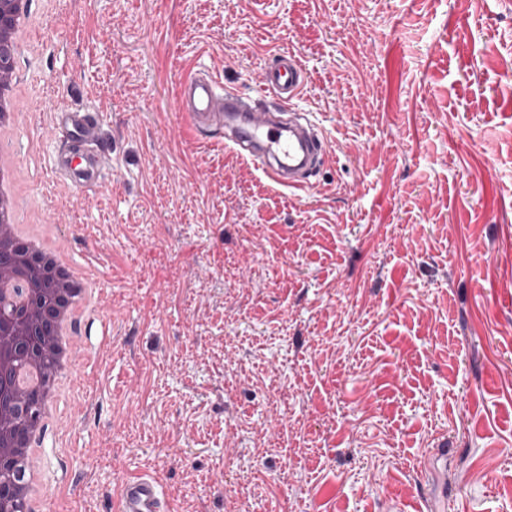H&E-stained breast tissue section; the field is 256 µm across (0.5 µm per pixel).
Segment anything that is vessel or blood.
<instances>
[{
    "label": "vessel or blood",
    "instance_id": "vessel-or-blood-1",
    "mask_svg": "<svg viewBox=\"0 0 512 512\" xmlns=\"http://www.w3.org/2000/svg\"><path fill=\"white\" fill-rule=\"evenodd\" d=\"M304 87L301 59L283 49L273 54L259 77L260 92L272 96L277 108L249 104L240 94L222 89L213 78L196 73L182 80L175 105L190 131L223 129L225 145L257 164L275 186L306 190L311 174L327 154L328 141L316 132L313 122L286 125L280 119ZM58 120L67 129L72 147L57 154L55 168L77 187L97 180L95 156L84 148L92 133L88 115L67 109L59 112ZM117 512H164L158 481L150 476L125 478Z\"/></svg>",
    "mask_w": 512,
    "mask_h": 512
}]
</instances>
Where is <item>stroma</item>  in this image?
Returning <instances> with one entry per match:
<instances>
[{"mask_svg": "<svg viewBox=\"0 0 512 512\" xmlns=\"http://www.w3.org/2000/svg\"><path fill=\"white\" fill-rule=\"evenodd\" d=\"M20 218L96 271L87 387L38 442L45 494L111 512H416L434 446L461 512H512V0H30ZM331 145L274 186L174 106L200 71L258 99L271 50ZM99 181L56 173L57 112ZM58 120L69 133L71 147L57 154L55 168L67 174L76 187L96 181L99 174L94 154L73 147L74 144L83 145L89 140L92 133L90 118L85 112L67 109L58 112ZM117 512H163L161 487L153 477L131 476L123 481Z\"/></svg>", "mask_w": 512, "mask_h": 512, "instance_id": "1", "label": "stroma"}]
</instances>
